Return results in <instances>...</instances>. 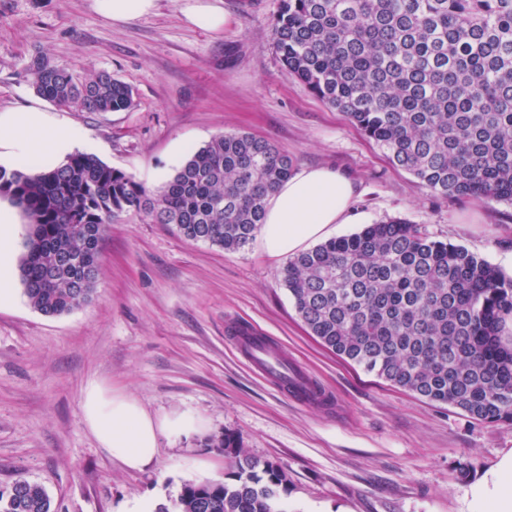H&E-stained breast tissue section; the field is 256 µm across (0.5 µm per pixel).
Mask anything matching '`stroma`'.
Listing matches in <instances>:
<instances>
[{"label":"stroma","mask_w":512,"mask_h":512,"mask_svg":"<svg viewBox=\"0 0 512 512\" xmlns=\"http://www.w3.org/2000/svg\"><path fill=\"white\" fill-rule=\"evenodd\" d=\"M183 2L157 0L151 15L114 26L90 0H0V106L33 97L26 68L37 55L83 74L105 70L133 87L135 106L59 118L149 190L214 136L248 131L296 167L355 181V221L337 235L401 217L512 275L511 205L433 194L282 72L271 32L280 0H224L220 34L186 24ZM281 269L257 243L226 251L128 215L109 224L82 306L43 315L15 282L16 303L0 309V488L39 483L57 512H121L154 497L171 508L184 483L223 481L229 462L208 441L231 434L250 456L283 468L288 512H472L468 486L512 451V425L474 420L336 356L309 334ZM231 320L284 347L334 405H296L254 373L225 337ZM92 382L154 416L192 415L202 428L162 439L154 468L128 471L84 423Z\"/></svg>","instance_id":"1"}]
</instances>
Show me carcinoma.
Returning a JSON list of instances; mask_svg holds the SVG:
<instances>
[{
    "label": "carcinoma",
    "mask_w": 512,
    "mask_h": 512,
    "mask_svg": "<svg viewBox=\"0 0 512 512\" xmlns=\"http://www.w3.org/2000/svg\"><path fill=\"white\" fill-rule=\"evenodd\" d=\"M286 75L344 113L387 156L441 196L512 205V0H281L272 24ZM35 92L81 112L134 107L108 71L81 74L44 56ZM295 162L247 132L215 136L159 190L82 152L49 172L0 168V196L31 218L20 261L30 304L46 315L91 297L105 232L127 213L191 241L247 247L268 196ZM281 281L311 334L337 356L470 418L512 424V276L424 224H365L288 259ZM224 481L187 482L178 512H288L286 474L224 435ZM0 512H55L46 489L17 479Z\"/></svg>",
    "instance_id": "1"
}]
</instances>
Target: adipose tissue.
<instances>
[{"label": "adipose tissue", "instance_id": "obj_1", "mask_svg": "<svg viewBox=\"0 0 512 512\" xmlns=\"http://www.w3.org/2000/svg\"><path fill=\"white\" fill-rule=\"evenodd\" d=\"M90 7L102 20L122 25L151 14L156 0H91ZM181 13L188 25L212 33L223 31L228 21L224 0H184ZM48 111L38 100L0 107V167L29 163L47 171L70 154L90 149L81 129L51 120ZM354 194L353 181L339 171L297 170L267 202L259 233L261 252L281 260L326 238L336 225L348 223ZM24 234L20 209L0 202V309L15 301L16 250ZM81 408L85 425L102 448L131 471L142 472L157 463L162 437L187 434L196 427L183 415L152 416L136 399L98 383L86 387ZM469 495L474 512H512V451L473 480Z\"/></svg>", "mask_w": 512, "mask_h": 512}]
</instances>
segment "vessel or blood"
<instances>
[{
	"label": "vessel or blood",
	"instance_id": "vessel-or-blood-1",
	"mask_svg": "<svg viewBox=\"0 0 512 512\" xmlns=\"http://www.w3.org/2000/svg\"><path fill=\"white\" fill-rule=\"evenodd\" d=\"M229 341L248 365L274 382L292 402L304 406L333 405L332 395L299 369L262 331L239 322L227 326Z\"/></svg>",
	"mask_w": 512,
	"mask_h": 512
}]
</instances>
